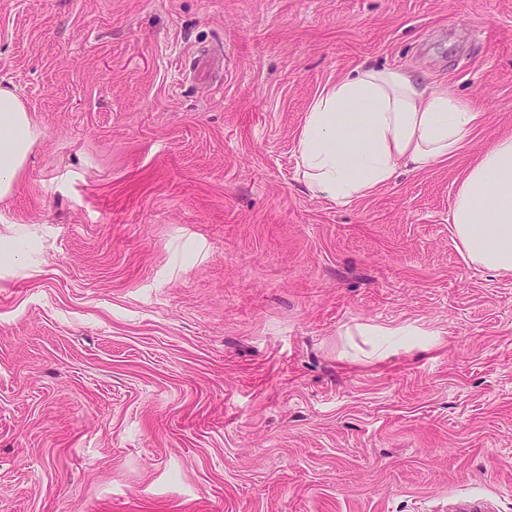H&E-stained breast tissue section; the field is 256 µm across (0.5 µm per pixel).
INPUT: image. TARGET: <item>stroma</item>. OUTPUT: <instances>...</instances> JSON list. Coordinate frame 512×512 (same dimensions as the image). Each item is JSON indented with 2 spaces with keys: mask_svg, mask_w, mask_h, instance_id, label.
I'll list each match as a JSON object with an SVG mask.
<instances>
[{
  "mask_svg": "<svg viewBox=\"0 0 512 512\" xmlns=\"http://www.w3.org/2000/svg\"><path fill=\"white\" fill-rule=\"evenodd\" d=\"M364 65L482 119L341 205L297 138ZM0 88L41 131L0 202V512H512V275L449 223L512 136V0H0Z\"/></svg>",
  "mask_w": 512,
  "mask_h": 512,
  "instance_id": "1",
  "label": "stroma"
}]
</instances>
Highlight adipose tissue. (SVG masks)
Returning a JSON list of instances; mask_svg holds the SVG:
<instances>
[{"label": "adipose tissue", "mask_w": 512, "mask_h": 512, "mask_svg": "<svg viewBox=\"0 0 512 512\" xmlns=\"http://www.w3.org/2000/svg\"><path fill=\"white\" fill-rule=\"evenodd\" d=\"M479 121L447 88L399 67L363 66L312 100L297 139V174L313 196L345 205L401 172L452 157ZM37 138L25 103L0 89V199L12 194ZM449 222L470 262L512 275V137L496 140L470 169Z\"/></svg>", "instance_id": "adipose-tissue-1"}]
</instances>
